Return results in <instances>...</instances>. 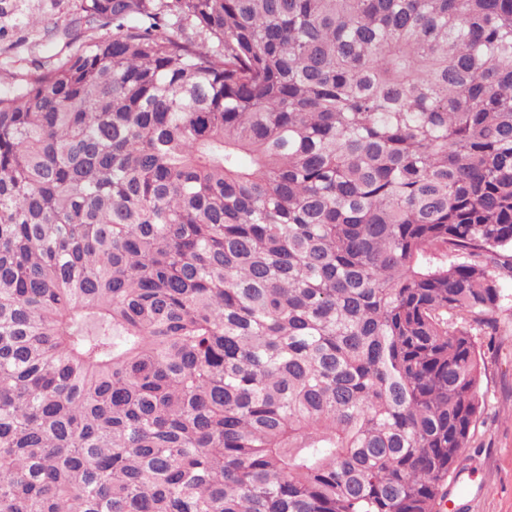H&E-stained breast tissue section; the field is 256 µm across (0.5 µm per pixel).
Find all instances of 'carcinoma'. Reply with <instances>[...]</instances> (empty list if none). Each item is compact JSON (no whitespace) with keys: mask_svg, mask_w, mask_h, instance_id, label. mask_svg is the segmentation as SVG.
Listing matches in <instances>:
<instances>
[{"mask_svg":"<svg viewBox=\"0 0 512 512\" xmlns=\"http://www.w3.org/2000/svg\"><path fill=\"white\" fill-rule=\"evenodd\" d=\"M0 92V512H435L512 272V0H80Z\"/></svg>","mask_w":512,"mask_h":512,"instance_id":"obj_1","label":"carcinoma"}]
</instances>
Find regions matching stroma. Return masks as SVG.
<instances>
[{
    "label": "stroma",
    "mask_w": 512,
    "mask_h": 512,
    "mask_svg": "<svg viewBox=\"0 0 512 512\" xmlns=\"http://www.w3.org/2000/svg\"><path fill=\"white\" fill-rule=\"evenodd\" d=\"M80 0H0V70L22 75L55 61ZM495 330L477 334L487 406L457 476L449 480L452 512H512V276L499 280Z\"/></svg>",
    "instance_id": "stroma-1"
}]
</instances>
